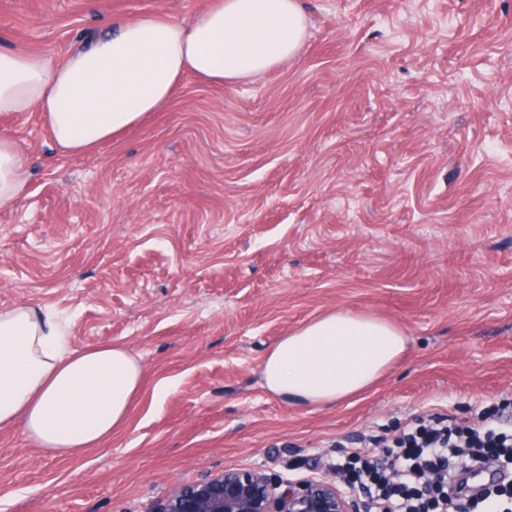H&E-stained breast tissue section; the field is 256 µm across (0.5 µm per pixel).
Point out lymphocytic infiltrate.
I'll return each mask as SVG.
<instances>
[{
  "instance_id": "f902f5d3",
  "label": "lymphocytic infiltrate",
  "mask_w": 512,
  "mask_h": 512,
  "mask_svg": "<svg viewBox=\"0 0 512 512\" xmlns=\"http://www.w3.org/2000/svg\"><path fill=\"white\" fill-rule=\"evenodd\" d=\"M333 471L369 499L373 512H512V407L458 425L426 412L393 437L361 435Z\"/></svg>"
}]
</instances>
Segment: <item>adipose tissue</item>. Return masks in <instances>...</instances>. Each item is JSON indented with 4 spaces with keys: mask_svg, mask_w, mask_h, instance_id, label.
Instances as JSON below:
<instances>
[{
    "mask_svg": "<svg viewBox=\"0 0 512 512\" xmlns=\"http://www.w3.org/2000/svg\"><path fill=\"white\" fill-rule=\"evenodd\" d=\"M306 32L299 0H213L186 22L124 21L63 60L0 49V113H40L59 152L89 153L165 108L184 76L250 79L295 57ZM26 186L22 153L0 138V209ZM408 343L390 321L333 309L274 343L261 377L281 399L331 407L371 388ZM144 376L124 344L72 350L50 309H0V425L20 426L47 455L77 458L124 429Z\"/></svg>",
    "mask_w": 512,
    "mask_h": 512,
    "instance_id": "adipose-tissue-1",
    "label": "adipose tissue"
}]
</instances>
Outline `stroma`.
I'll use <instances>...</instances> for the list:
<instances>
[{"mask_svg": "<svg viewBox=\"0 0 512 512\" xmlns=\"http://www.w3.org/2000/svg\"><path fill=\"white\" fill-rule=\"evenodd\" d=\"M210 2L0 0V47L62 59ZM302 5L294 58L185 76L92 153L0 114L28 179L0 210V308L51 307L73 348L146 370L127 428L76 459L0 427V512H158L229 468L301 478L355 433L512 401V0ZM336 308L395 323L406 356L332 407L268 393L267 349Z\"/></svg>", "mask_w": 512, "mask_h": 512, "instance_id": "35a3bbf8", "label": "stroma"}]
</instances>
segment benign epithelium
Returning <instances> with one entry per match:
<instances>
[{
	"label": "benign epithelium",
	"mask_w": 512,
	"mask_h": 512,
	"mask_svg": "<svg viewBox=\"0 0 512 512\" xmlns=\"http://www.w3.org/2000/svg\"><path fill=\"white\" fill-rule=\"evenodd\" d=\"M161 512H367L364 498L332 475L293 480L256 469H227L184 487Z\"/></svg>",
	"instance_id": "7a95c632"
}]
</instances>
